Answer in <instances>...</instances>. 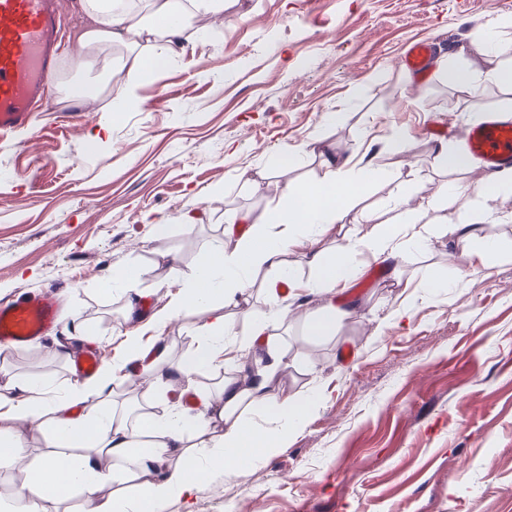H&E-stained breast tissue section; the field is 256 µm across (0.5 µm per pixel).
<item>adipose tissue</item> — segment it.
Instances as JSON below:
<instances>
[{
	"label": "adipose tissue",
	"mask_w": 512,
	"mask_h": 512,
	"mask_svg": "<svg viewBox=\"0 0 512 512\" xmlns=\"http://www.w3.org/2000/svg\"><path fill=\"white\" fill-rule=\"evenodd\" d=\"M121 2L80 0V10L94 24L80 35L77 50L126 45L145 29L160 31L161 39L150 55L133 52L119 67L107 63L102 68L100 84H117L119 101L131 109L138 104L136 90L147 72L184 52L185 44L177 17L178 0H139L135 11L122 9ZM438 69L449 85L471 94L484 84L512 87V65L483 70L442 62ZM374 175L371 167H356L332 155L326 158L318 182L280 187V205L246 215L249 228L237 237L234 249L213 246L208 264L186 282L180 299L156 312L152 326L165 332L186 311L203 305H217L220 314L202 326L192 354L172 361L165 350H157L143 367L144 377L186 380L213 365L231 328L223 307L237 304L250 293L246 272L292 274L284 259L291 247L309 249L313 277L306 284L307 291L322 300L313 315L304 319L310 335L319 338L335 330L347 312L335 304L334 297L361 273L356 259L361 250L379 255L406 236L417 246L425 241L417 230L421 214L407 212L402 221L381 225L378 238H363L329 254L316 249L317 239L343 221L362 186ZM264 332L263 322H254L249 343L236 351L235 361L249 370V382L224 378L205 395L203 409L194 417L159 401L149 404L133 426L114 413V387L121 382L127 363L140 354L139 341L133 336L111 364L92 379L73 382L64 396H56L46 383L32 377H16L0 394V467L25 462L30 470L10 512H57L58 505L76 489L86 498V512H161L169 498H189L199 490L200 454H207L212 469L233 473L247 458L246 446L280 447L284 432L303 422L312 397L284 386L286 355L272 340L264 339ZM256 413L274 420L275 429L261 437L247 435L245 419ZM27 424L35 425L46 447L40 456L30 454L21 431ZM103 455L126 462L123 475L103 470L99 462Z\"/></svg>",
	"instance_id": "ef3b65f1"
}]
</instances>
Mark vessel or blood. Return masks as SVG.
Here are the masks:
<instances>
[{
  "label": "vessel or blood",
  "mask_w": 512,
  "mask_h": 512,
  "mask_svg": "<svg viewBox=\"0 0 512 512\" xmlns=\"http://www.w3.org/2000/svg\"><path fill=\"white\" fill-rule=\"evenodd\" d=\"M60 0H0V132L28 126L63 45ZM432 43H415L401 67L423 74ZM482 174L512 163V117L496 116L461 131ZM58 307L48 293L21 295L0 303V346L20 349L54 325Z\"/></svg>",
  "instance_id": "1"
}]
</instances>
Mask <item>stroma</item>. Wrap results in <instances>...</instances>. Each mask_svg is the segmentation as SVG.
<instances>
[{"label":"stroma","instance_id":"stroma-1","mask_svg":"<svg viewBox=\"0 0 512 512\" xmlns=\"http://www.w3.org/2000/svg\"><path fill=\"white\" fill-rule=\"evenodd\" d=\"M492 19L512 40V0H224L223 16L197 14L185 53L126 112L106 97L90 113L69 105L64 85L102 62L64 52L32 126L0 137V301L52 293L63 315L51 337L0 346V391L29 375L63 394L77 373L52 348L72 325L90 330L77 356L110 361L123 333L150 319L127 312L129 295L164 306L212 243L233 247L226 212L266 208L271 184L319 180L333 153L383 172L320 249L375 233L361 214L385 213L396 197L425 213L432 234L385 261L361 254L363 275L336 296L352 313L322 340L302 323L318 298L288 295L290 325L269 331L288 351L289 390L314 397L305 424L247 468L203 472L199 492L164 512H512V197L442 204L443 183L479 173L435 160L438 142L463 147L445 117L467 125L471 106L511 110L512 88L473 97L398 64L422 38L432 60L481 64L474 48ZM396 131L408 140L402 155L389 149ZM449 224L477 225L479 237L449 247ZM485 239L498 249L484 257ZM134 257L147 274L131 292L106 286ZM431 276L439 287L424 288ZM268 279L250 274L251 298L225 308L237 339L272 313ZM211 317L189 312L157 346L189 355ZM142 366L128 364L118 395L158 393L176 406L222 377H247L220 361L172 386L144 380Z\"/></svg>","mask_w":512,"mask_h":512}]
</instances>
